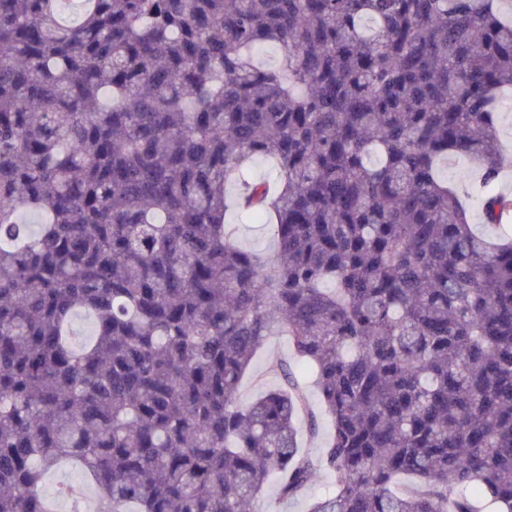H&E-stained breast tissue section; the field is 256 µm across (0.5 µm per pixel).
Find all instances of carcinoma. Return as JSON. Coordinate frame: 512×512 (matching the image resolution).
Wrapping results in <instances>:
<instances>
[{"label":"carcinoma","mask_w":512,"mask_h":512,"mask_svg":"<svg viewBox=\"0 0 512 512\" xmlns=\"http://www.w3.org/2000/svg\"><path fill=\"white\" fill-rule=\"evenodd\" d=\"M509 87L498 0H0V512H53L69 459L95 512H261L318 470L308 512H512V234L467 206L512 201ZM283 334L318 456L288 364L238 399ZM442 174L448 178L449 182L458 185H464L474 176V172L464 157H456L445 163L442 167ZM239 242L254 249L264 259L271 260L276 254V239L269 224H241L238 231ZM271 358L288 362L297 375L302 374V367L293 354L288 336H274L268 340L262 351L258 353L252 363L249 375L245 377L241 384V404H248L255 399L260 392L281 384L279 378L272 377L267 373V363ZM320 435L317 438H311L307 429V422L304 418L300 417L297 421V427L299 429L298 443L300 448H303L305 452L317 455L322 448L324 441L329 431V424L325 417L320 416ZM68 480L76 483H82L87 494L94 496L93 485L86 478L81 466L73 461H69L58 470L48 473L44 480V493L52 501L53 508H56L55 512L69 511V509L66 511H58L57 498L55 497V494L52 493L53 489L55 490L60 483ZM333 482V477L326 471L320 470L313 477L306 491L296 500H280L277 490L271 482L268 484L260 498L261 507H270L278 512H306L312 499L323 493Z\"/></svg>","instance_id":"carcinoma-1"}]
</instances>
